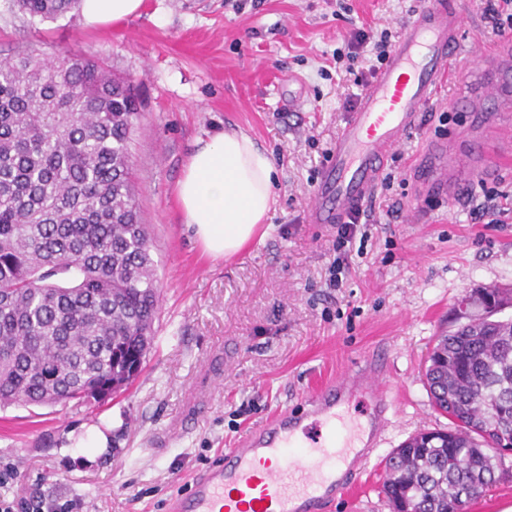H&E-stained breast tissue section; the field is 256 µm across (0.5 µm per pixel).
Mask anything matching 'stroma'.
<instances>
[{
	"label": "stroma",
	"mask_w": 512,
	"mask_h": 512,
	"mask_svg": "<svg viewBox=\"0 0 512 512\" xmlns=\"http://www.w3.org/2000/svg\"><path fill=\"white\" fill-rule=\"evenodd\" d=\"M462 50L420 125L391 152L361 216L340 289L325 285L337 227L314 224V187L363 93L370 49L345 59L358 30L400 36L428 0H144L103 27L81 16L31 26L0 0V53L78 52L129 77L140 115L129 143L139 207L151 226L160 303L156 338L128 391L97 409L0 410V463H15L11 494L82 499L84 512H168L192 475L275 412L382 359L395 408L386 442L359 486L327 512H391L382 460L410 436L444 428L425 360L453 307L475 289L512 287V213L485 223L477 183L512 197V164L476 168L458 196L425 190L434 143L467 134L453 105L471 63L500 39L481 0H456ZM240 130L277 169L267 236L231 260L206 255L185 224L175 187L198 139Z\"/></svg>",
	"instance_id": "obj_1"
}]
</instances>
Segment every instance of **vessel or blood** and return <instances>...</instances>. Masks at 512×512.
<instances>
[{
	"instance_id": "obj_1",
	"label": "vessel or blood",
	"mask_w": 512,
	"mask_h": 512,
	"mask_svg": "<svg viewBox=\"0 0 512 512\" xmlns=\"http://www.w3.org/2000/svg\"><path fill=\"white\" fill-rule=\"evenodd\" d=\"M461 19L445 0H430L409 20L386 65L366 86L346 121L313 191L311 220L341 224L374 192L386 156L419 124L433 90L458 54ZM474 91L463 110L481 116L512 96V65L473 69ZM480 143L454 148L439 142L429 151L428 177L444 195L455 192L464 163H488ZM372 367L314 391L306 412L278 411L225 449L221 462L200 471L187 495L169 512H318L343 488L356 484L377 453L393 403ZM371 403L364 425L350 428L353 401Z\"/></svg>"
}]
</instances>
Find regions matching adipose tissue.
<instances>
[{"label":"adipose tissue","instance_id":"1","mask_svg":"<svg viewBox=\"0 0 512 512\" xmlns=\"http://www.w3.org/2000/svg\"><path fill=\"white\" fill-rule=\"evenodd\" d=\"M143 0H82L86 26L113 24L137 14ZM276 168L268 152L238 130L197 140L177 182L186 224L214 257L244 249L267 220L276 201Z\"/></svg>","mask_w":512,"mask_h":512}]
</instances>
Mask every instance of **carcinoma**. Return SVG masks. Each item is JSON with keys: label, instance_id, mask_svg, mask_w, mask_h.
Returning a JSON list of instances; mask_svg holds the SVG:
<instances>
[{"label": "carcinoma", "instance_id": "carcinoma-1", "mask_svg": "<svg viewBox=\"0 0 512 512\" xmlns=\"http://www.w3.org/2000/svg\"><path fill=\"white\" fill-rule=\"evenodd\" d=\"M81 0H10L34 25ZM133 85L72 52L0 57V408L96 405L155 342L157 264L128 144ZM480 309L441 333L425 366L448 429L384 463L393 512H465L496 480L490 439L512 437V316Z\"/></svg>", "mask_w": 512, "mask_h": 512}]
</instances>
